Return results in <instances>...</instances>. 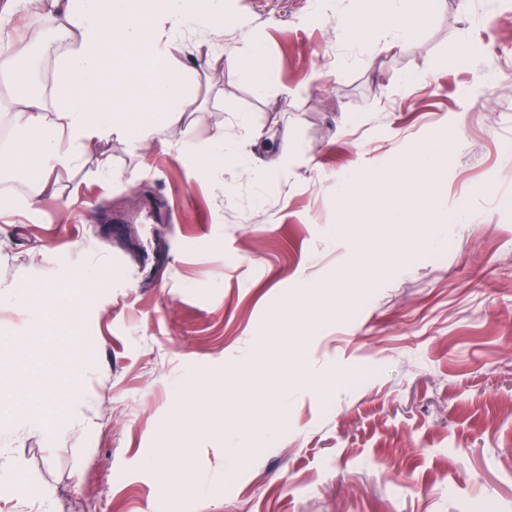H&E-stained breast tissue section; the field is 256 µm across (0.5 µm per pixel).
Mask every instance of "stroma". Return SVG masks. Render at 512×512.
Listing matches in <instances>:
<instances>
[{
  "label": "stroma",
  "instance_id": "stroma-1",
  "mask_svg": "<svg viewBox=\"0 0 512 512\" xmlns=\"http://www.w3.org/2000/svg\"><path fill=\"white\" fill-rule=\"evenodd\" d=\"M350 6L227 0L234 23L171 49L196 108L168 128L172 148L113 141L111 182L89 163L60 172L38 213L0 216V396L26 382L0 414V512H512V0H443L371 66L336 26ZM462 38L475 66L456 61ZM254 46L276 61L261 95L240 73ZM408 72L419 81L401 84ZM247 124L287 131L277 179L196 160L219 128L248 148ZM456 124L435 241L310 335L307 370L330 386L289 387L272 415L265 342L299 335L285 303L305 281L338 295L354 253L341 180L396 170ZM88 265L104 276L87 296ZM54 284L68 312L42 331L8 295ZM54 358L78 365V388L46 392ZM229 363L252 373L216 392L222 423L201 411L159 467L178 387L218 384Z\"/></svg>",
  "mask_w": 512,
  "mask_h": 512
}]
</instances>
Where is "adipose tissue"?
Wrapping results in <instances>:
<instances>
[{
  "label": "adipose tissue",
  "instance_id": "obj_1",
  "mask_svg": "<svg viewBox=\"0 0 512 512\" xmlns=\"http://www.w3.org/2000/svg\"><path fill=\"white\" fill-rule=\"evenodd\" d=\"M439 0H357L338 18L349 40L376 58L410 40ZM30 26H51L54 45L45 49L56 64L52 94L58 103L49 113L44 94L30 82L25 54L16 45L0 47V74L6 85L7 112L14 138L0 143V172H36L38 187L23 197H0V213H37L55 174L94 161L99 176L112 175L107 149L113 138L136 144L181 121L190 110L182 71L168 61V45L184 31L231 22L224 0H6L0 8V33L8 34L15 17ZM389 32L384 42L368 41L371 29ZM461 136L425 144L387 177L358 172L337 192L336 221L348 225L357 247L354 264L340 270L345 293L335 313L353 306L363 271L379 274L386 266L407 262L411 239L425 238L427 227L414 224L417 202L437 205L440 175L455 155ZM211 166L236 168L240 176L276 178L281 158L255 163L230 149L216 132L205 150ZM409 224L412 238L391 237L384 254L370 252L368 226ZM271 355L278 369L277 387L307 382L298 340L277 345Z\"/></svg>",
  "mask_w": 512,
  "mask_h": 512
}]
</instances>
